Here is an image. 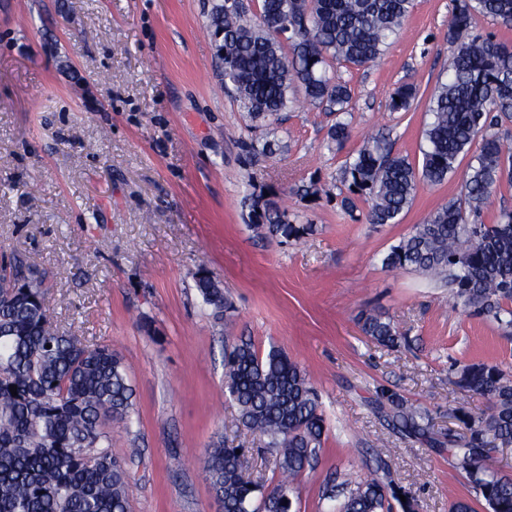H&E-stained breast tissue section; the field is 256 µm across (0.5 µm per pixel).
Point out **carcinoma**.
I'll return each mask as SVG.
<instances>
[{"instance_id": "obj_1", "label": "carcinoma", "mask_w": 512, "mask_h": 512, "mask_svg": "<svg viewBox=\"0 0 512 512\" xmlns=\"http://www.w3.org/2000/svg\"><path fill=\"white\" fill-rule=\"evenodd\" d=\"M414 0H260L259 15L223 0L212 15L231 86L253 120H266L293 104L291 91L336 113L328 131L333 143L350 134L349 86L331 62L371 66L396 38ZM480 14L512 27V0H464L448 24L456 52L448 77L435 86L424 132L422 167L396 154L377 134L349 155L344 175L350 191L371 201L370 224H398L417 186L442 183L461 155L479 143L465 183L464 199L450 201L417 224L383 258L448 286L452 304L512 329V210L494 224L478 222L497 187L512 183V145L495 132L512 118V49L489 35L468 36ZM410 84L393 92L391 107H409ZM254 225L271 237L301 239L311 224H293L276 202L253 200ZM202 302L215 318L227 307L221 282L207 269L193 275ZM0 512H129L128 472L112 454L104 425L129 427L136 417L133 388L123 358L108 344L87 345L53 325L42 280L20 260L0 276ZM364 336L392 349L404 336L379 314L359 320ZM461 390L488 397L489 412L464 406L452 417L470 436L443 440L429 413L396 393L381 392L386 416L399 432L431 445H448L456 468L466 474L488 512H512V478L486 465L491 450L512 447V372L473 363L455 379ZM17 386L12 395L11 386ZM224 389L238 409L239 424L275 452L279 479L272 488L244 474L243 454L219 441L201 459L211 492L223 512H295L293 484L312 467L327 427L316 388L300 366L272 345L267 353L240 339L224 347ZM406 496L401 501L400 496ZM414 512L407 492L376 479L343 496V512Z\"/></svg>"}]
</instances>
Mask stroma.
<instances>
[{
	"label": "stroma",
	"instance_id": "stroma-1",
	"mask_svg": "<svg viewBox=\"0 0 512 512\" xmlns=\"http://www.w3.org/2000/svg\"><path fill=\"white\" fill-rule=\"evenodd\" d=\"M221 0H0V256L42 278L55 322L124 358L137 420L111 427L127 460L131 512H222L198 466L224 438L249 447L248 472L277 481L275 455L240 429L224 394V345L278 346L317 387L328 436L299 478L300 512H336L330 485L376 477L405 489L415 512L485 503L447 449L393 429L380 390L426 409L437 431L449 413L488 400L454 383L463 365L512 368V334L454 310L448 290L385 268L392 245L438 207L462 199L469 162L438 185L419 183L397 224H371L343 164L365 136L389 137L421 164L428 96L455 51L448 22L458 0H415L375 65L339 64L351 136L328 147L335 117L296 97L277 119L252 121L224 88L210 16ZM402 83L418 96L392 110ZM281 148L262 153L265 141ZM316 183L319 197L299 195ZM268 193L313 235H258L250 196ZM216 274L233 309L215 321L194 288ZM378 312L406 342L382 348L359 330Z\"/></svg>",
	"mask_w": 512,
	"mask_h": 512
}]
</instances>
